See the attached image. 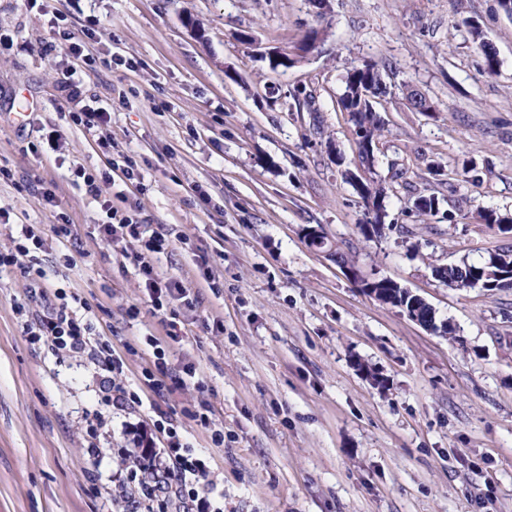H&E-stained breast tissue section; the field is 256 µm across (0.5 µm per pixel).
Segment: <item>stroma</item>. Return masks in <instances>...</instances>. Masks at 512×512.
Segmentation results:
<instances>
[{
    "instance_id": "obj_1",
    "label": "stroma",
    "mask_w": 512,
    "mask_h": 512,
    "mask_svg": "<svg viewBox=\"0 0 512 512\" xmlns=\"http://www.w3.org/2000/svg\"><path fill=\"white\" fill-rule=\"evenodd\" d=\"M60 15L96 61L70 102L59 82L83 58L59 36ZM467 18L496 54L494 75ZM313 28L321 47L300 55ZM274 51L293 66L271 69ZM364 62L386 66L392 92L367 174L388 216L370 241L344 177L356 168L352 123L336 104L346 68ZM407 84L433 111L404 104ZM96 103L111 105L107 125L71 123ZM52 127L60 149L33 155ZM105 140L144 177L114 206L177 237L155 267L193 299L175 305L178 340L149 312L134 265L99 236L100 204L74 180L78 166L107 171ZM465 159L479 181L453 182ZM427 190L438 212L407 217ZM482 208L512 214V15L497 0H0V251L33 225L46 287L86 302L145 400L106 405L87 355L31 345L26 322L57 301L30 298L19 268L0 271V512H119V451L133 430H153L160 409L210 454L224 512H512V290H454L432 275L512 250V232L477 220ZM62 214L75 232L65 248L54 232ZM306 226L321 227L349 268L310 247ZM353 269L419 294L455 336L363 294ZM148 332L163 341L169 376L188 364L199 374L153 406ZM204 402L223 447L192 417Z\"/></svg>"
}]
</instances>
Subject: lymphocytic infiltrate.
<instances>
[{
	"label": "lymphocytic infiltrate",
	"instance_id": "f902f5d3",
	"mask_svg": "<svg viewBox=\"0 0 512 512\" xmlns=\"http://www.w3.org/2000/svg\"><path fill=\"white\" fill-rule=\"evenodd\" d=\"M108 166V172L101 174L80 166L74 175L106 214L99 226L100 235L111 244H132L130 258L142 279L150 310L162 315L170 338H177L176 313L170 304L188 299L189 292L179 282L160 277L154 267L155 258L168 252L173 241L164 226L148 229L137 215L113 208L111 198L104 193L105 185L112 182V171H121L130 181L141 180L133 158L121 152L109 158ZM26 333L31 343L54 354H88L101 372L104 403H139L138 393L121 378L123 363L111 341L68 303H60L34 319L27 324ZM156 427L159 447L142 449L128 476L112 489L113 499L124 505L123 512H224V490L210 467L209 456L194 448L172 419L160 417Z\"/></svg>",
	"mask_w": 512,
	"mask_h": 512
}]
</instances>
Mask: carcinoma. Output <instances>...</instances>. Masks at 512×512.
I'll return each instance as SVG.
<instances>
[{
  "mask_svg": "<svg viewBox=\"0 0 512 512\" xmlns=\"http://www.w3.org/2000/svg\"><path fill=\"white\" fill-rule=\"evenodd\" d=\"M469 33L478 44L484 56V73H496L498 61L495 54L488 49V43L483 38V31L479 22L466 21ZM388 73L385 68L376 63H365L361 66H352L344 75V90L337 100V106L349 114L354 126L357 159L359 165L368 169L374 166L379 142L384 127L378 115L377 105L381 104L389 94L386 82ZM355 190L364 202L366 223L358 225L364 239H371L367 231L368 226L385 223L387 216L384 204L386 193L382 186L370 180L362 185L355 186ZM439 197L434 194H423L415 197L412 205L408 207V214L416 217L429 216L438 210ZM477 219L483 224L500 225L511 224L512 215L500 213L494 209L483 208L477 211ZM486 273L491 274L490 280L497 282V289H512V250H498L488 253L482 261L474 263L464 261L457 265L436 267L433 269L434 277L442 284L450 287L453 284L464 282L468 278L482 279ZM378 299L394 307L405 308L409 311H418L422 321L434 323L437 329L442 330L443 321L437 318L436 310L426 305L412 307V296L396 281L384 278V281L374 285Z\"/></svg>",
  "mask_w": 512,
  "mask_h": 512,
  "instance_id": "cac0c4a2",
  "label": "carcinoma"
}]
</instances>
